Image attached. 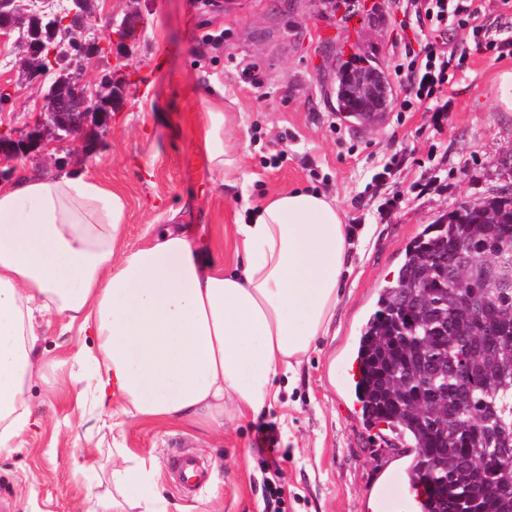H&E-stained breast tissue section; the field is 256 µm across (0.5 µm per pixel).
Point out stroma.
<instances>
[{"label": "stroma", "instance_id": "obj_1", "mask_svg": "<svg viewBox=\"0 0 512 512\" xmlns=\"http://www.w3.org/2000/svg\"><path fill=\"white\" fill-rule=\"evenodd\" d=\"M89 31L106 46L88 67L109 71L113 52L127 54L122 100L90 124L96 144L50 143L41 159H21L17 171L50 176L74 168L119 186L129 205L123 237L146 242L151 224H191L211 237L215 257L231 259L224 229L240 222L245 205H259L284 189L335 197L352 232L350 261L331 328L318 337L296 376L260 416L224 424L156 428L127 421L119 441L82 418L73 396L30 383L41 427L0 455V512H83L98 466L113 446L155 459L158 491L169 512H376V498L392 473L403 472L408 451L390 448L360 415L350 370L359 328L377 294L423 228L461 202L478 203L512 184V111L495 99L497 77L512 71V56L478 52L469 35L454 44L469 51L449 68L442 110L403 109L405 91L393 70L404 43L394 0H96ZM143 18L138 36L122 41L115 23L130 10ZM375 58L391 75L393 104L385 120L362 127L344 119L322 79L337 57ZM18 50L0 44V86L11 102L0 107V131L25 130L42 111L41 95L22 81ZM220 105L241 146L243 180L226 184L205 162L204 114ZM77 333L46 328L40 359L58 361L57 379L82 345ZM281 438L276 467L255 443L259 421ZM194 456L205 475L184 488L169 467L172 456ZM280 490L272 501L268 486Z\"/></svg>", "mask_w": 512, "mask_h": 512}]
</instances>
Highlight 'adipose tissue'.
<instances>
[{
  "label": "adipose tissue",
  "instance_id": "obj_1",
  "mask_svg": "<svg viewBox=\"0 0 512 512\" xmlns=\"http://www.w3.org/2000/svg\"><path fill=\"white\" fill-rule=\"evenodd\" d=\"M206 115L210 172L232 181L241 159ZM127 201L86 170L0 182V453L39 428L30 404L34 352L50 318L93 344L72 358L69 384L83 412L110 430L131 418L220 430L277 398L326 335L350 250L334 198L285 190L231 225L234 267L203 260L184 226L152 227L126 247ZM158 464L117 449L87 490L85 512H168Z\"/></svg>",
  "mask_w": 512,
  "mask_h": 512
}]
</instances>
